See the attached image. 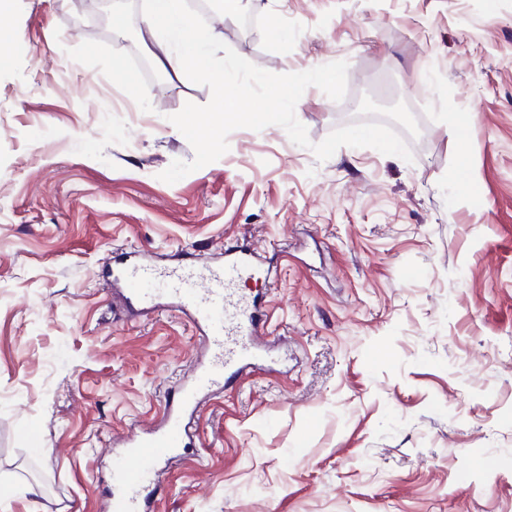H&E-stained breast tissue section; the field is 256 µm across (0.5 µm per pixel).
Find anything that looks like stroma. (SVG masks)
<instances>
[{"mask_svg":"<svg viewBox=\"0 0 512 512\" xmlns=\"http://www.w3.org/2000/svg\"><path fill=\"white\" fill-rule=\"evenodd\" d=\"M15 0L0 69V512H105L112 452L205 347L102 270L246 246L268 365L207 395L155 512H512V0H240L194 16L264 128L200 139L148 0ZM288 39L272 40L271 26ZM132 72L130 97L117 71Z\"/></svg>","mask_w":512,"mask_h":512,"instance_id":"stroma-1","label":"stroma"}]
</instances>
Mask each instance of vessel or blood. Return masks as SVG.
<instances>
[{
	"label": "vessel or blood",
	"mask_w": 512,
	"mask_h": 512,
	"mask_svg": "<svg viewBox=\"0 0 512 512\" xmlns=\"http://www.w3.org/2000/svg\"><path fill=\"white\" fill-rule=\"evenodd\" d=\"M255 274L254 254L228 249L221 263L203 268L178 265L161 270L145 262L122 260L112 271V286L128 304L150 303L189 316L207 345L206 362L197 364L162 421L132 433L112 462V493L107 512H147L163 464L188 447V424L203 395L262 361L256 342L261 301L241 293Z\"/></svg>",
	"instance_id": "obj_1"
}]
</instances>
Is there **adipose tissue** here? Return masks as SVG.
<instances>
[{"mask_svg":"<svg viewBox=\"0 0 512 512\" xmlns=\"http://www.w3.org/2000/svg\"><path fill=\"white\" fill-rule=\"evenodd\" d=\"M148 39L159 62L174 74L195 72L208 76L215 92V116L207 123L199 122L195 113L185 115L187 129L204 136H213L224 121L226 112L240 111L242 119L261 125L266 117L264 101L254 102L240 110L236 87L239 66L232 58L216 57L211 49L214 33H199L185 12L183 0H151V10L145 21Z\"/></svg>","mask_w":512,"mask_h":512,"instance_id":"obj_1","label":"adipose tissue"}]
</instances>
